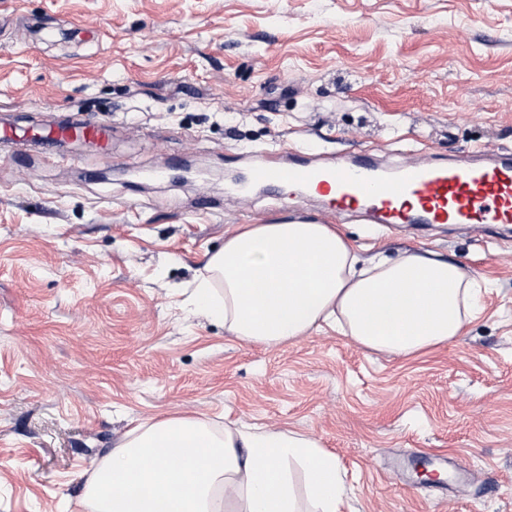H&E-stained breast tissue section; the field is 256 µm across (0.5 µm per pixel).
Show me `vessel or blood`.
Masks as SVG:
<instances>
[{"mask_svg": "<svg viewBox=\"0 0 512 512\" xmlns=\"http://www.w3.org/2000/svg\"><path fill=\"white\" fill-rule=\"evenodd\" d=\"M103 128L65 124L42 135V145L65 137L101 140ZM482 161H405L378 166L358 155L346 162L320 163L306 156L280 162L277 153L247 171L239 190L281 185L330 198L336 213L360 212L376 224H512V154L483 148Z\"/></svg>", "mask_w": 512, "mask_h": 512, "instance_id": "obj_1", "label": "vessel or blood"}]
</instances>
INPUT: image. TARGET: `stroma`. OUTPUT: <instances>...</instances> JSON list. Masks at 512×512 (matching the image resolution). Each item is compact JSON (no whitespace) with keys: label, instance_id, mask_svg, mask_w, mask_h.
<instances>
[{"label":"stroma","instance_id":"35a3bbf8","mask_svg":"<svg viewBox=\"0 0 512 512\" xmlns=\"http://www.w3.org/2000/svg\"><path fill=\"white\" fill-rule=\"evenodd\" d=\"M58 121L109 138L0 148V512H90L92 466L169 417L319 440L342 512H512V224L378 227L229 181L265 150L512 154V0H0V122ZM293 210L467 267L481 313L417 356L230 336L190 290Z\"/></svg>","mask_w":512,"mask_h":512}]
</instances>
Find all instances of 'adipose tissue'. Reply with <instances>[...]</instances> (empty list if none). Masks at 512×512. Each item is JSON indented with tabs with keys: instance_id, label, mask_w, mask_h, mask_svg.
<instances>
[{
	"instance_id": "1",
	"label": "adipose tissue",
	"mask_w": 512,
	"mask_h": 512,
	"mask_svg": "<svg viewBox=\"0 0 512 512\" xmlns=\"http://www.w3.org/2000/svg\"><path fill=\"white\" fill-rule=\"evenodd\" d=\"M479 295L475 277L430 250L365 258L332 224H245L209 258L195 306L251 343L327 324L366 348L414 355L459 336ZM84 496L92 512H226L231 502L238 512H340L345 488L314 438L170 417L131 431L93 467Z\"/></svg>"
}]
</instances>
